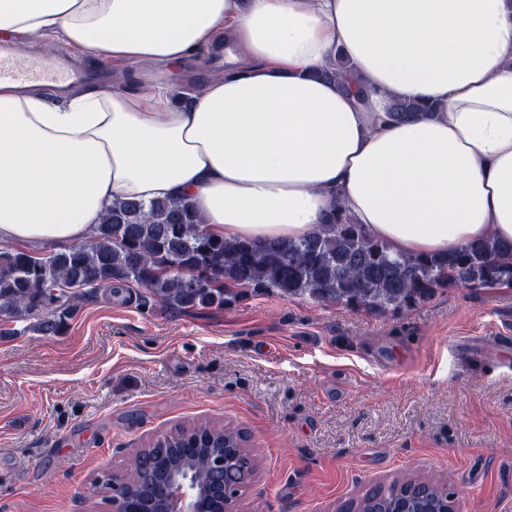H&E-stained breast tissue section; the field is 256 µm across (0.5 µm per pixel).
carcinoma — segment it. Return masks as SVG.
<instances>
[{
  "label": "carcinoma",
  "mask_w": 512,
  "mask_h": 512,
  "mask_svg": "<svg viewBox=\"0 0 512 512\" xmlns=\"http://www.w3.org/2000/svg\"><path fill=\"white\" fill-rule=\"evenodd\" d=\"M318 76L340 88L354 83L360 95L368 82L341 55ZM386 111L397 120L427 117L433 109L397 95ZM332 222L298 239L269 242L228 240L207 232L204 218L183 198L144 203L115 199L100 217L92 239L45 257L15 249L0 252V317L28 322L44 336L61 333L74 301L101 288L117 295L135 284L144 302L173 313L222 309L248 290L290 299L340 303L351 308L400 310L415 307L448 288H492L512 283V242L491 237L452 253L399 256L367 235L333 197ZM248 435L215 425L178 426L135 452L119 497L133 490L138 505L156 509L165 498L164 475L182 474L218 503L240 499L256 472ZM230 456L220 470L214 459ZM452 492L437 480L403 478L368 490L348 507L392 512L404 499H431L443 507Z\"/></svg>",
  "instance_id": "obj_1"
}]
</instances>
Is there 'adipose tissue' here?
<instances>
[{"label": "adipose tissue", "mask_w": 512, "mask_h": 512, "mask_svg": "<svg viewBox=\"0 0 512 512\" xmlns=\"http://www.w3.org/2000/svg\"><path fill=\"white\" fill-rule=\"evenodd\" d=\"M175 68L233 39L225 75L58 103L0 82V243H76L114 199L181 196L227 239L304 236L332 199L392 254L512 241V0H0V38ZM343 54L371 111L316 72ZM431 106L403 121L385 94Z\"/></svg>", "instance_id": "adipose-tissue-1"}]
</instances>
